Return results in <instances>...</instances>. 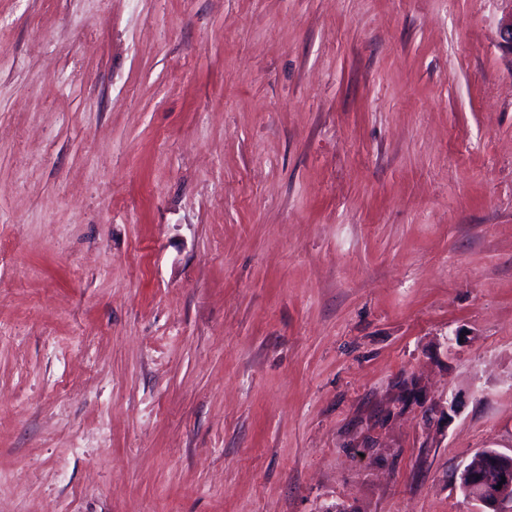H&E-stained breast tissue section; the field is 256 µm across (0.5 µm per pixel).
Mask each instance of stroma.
<instances>
[{"label":"stroma","instance_id":"35a3bbf8","mask_svg":"<svg viewBox=\"0 0 512 512\" xmlns=\"http://www.w3.org/2000/svg\"><path fill=\"white\" fill-rule=\"evenodd\" d=\"M511 12L0 0V512H470Z\"/></svg>","mask_w":512,"mask_h":512}]
</instances>
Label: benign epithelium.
<instances>
[{"mask_svg":"<svg viewBox=\"0 0 512 512\" xmlns=\"http://www.w3.org/2000/svg\"><path fill=\"white\" fill-rule=\"evenodd\" d=\"M499 37L500 48L512 55V13L502 19ZM456 480L464 497L477 505L475 512H512L511 453L481 449L458 471Z\"/></svg>","mask_w":512,"mask_h":512,"instance_id":"benign-epithelium-1","label":"benign epithelium"}]
</instances>
